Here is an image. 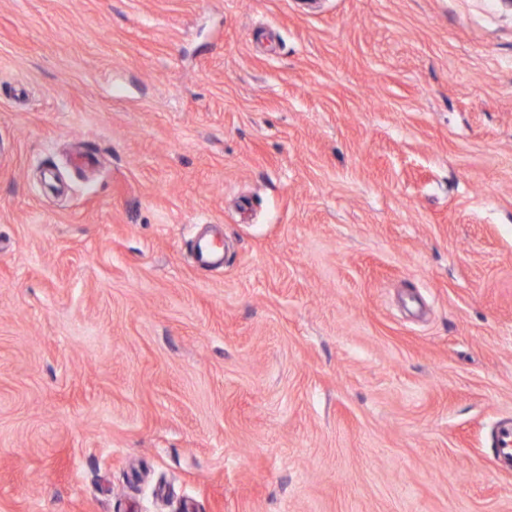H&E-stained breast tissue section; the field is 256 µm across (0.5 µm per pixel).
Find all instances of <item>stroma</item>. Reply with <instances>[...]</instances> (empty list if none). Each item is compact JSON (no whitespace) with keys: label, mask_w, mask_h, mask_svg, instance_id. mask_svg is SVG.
<instances>
[{"label":"stroma","mask_w":512,"mask_h":512,"mask_svg":"<svg viewBox=\"0 0 512 512\" xmlns=\"http://www.w3.org/2000/svg\"><path fill=\"white\" fill-rule=\"evenodd\" d=\"M504 429L499 0H0V512H512Z\"/></svg>","instance_id":"stroma-1"}]
</instances>
